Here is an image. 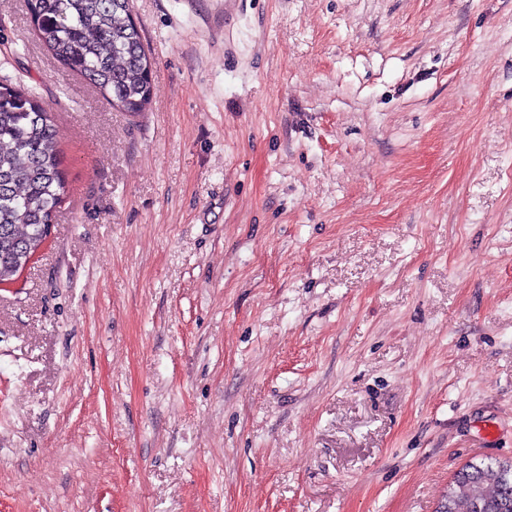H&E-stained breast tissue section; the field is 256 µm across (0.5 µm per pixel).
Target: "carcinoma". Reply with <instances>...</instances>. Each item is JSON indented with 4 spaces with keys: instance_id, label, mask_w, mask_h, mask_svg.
Wrapping results in <instances>:
<instances>
[{
    "instance_id": "obj_1",
    "label": "carcinoma",
    "mask_w": 512,
    "mask_h": 512,
    "mask_svg": "<svg viewBox=\"0 0 512 512\" xmlns=\"http://www.w3.org/2000/svg\"><path fill=\"white\" fill-rule=\"evenodd\" d=\"M36 38L64 67L121 112H144L151 57L130 0H26ZM59 130L39 93L0 78V284L41 246L66 192ZM443 512H512V462L470 463L454 478Z\"/></svg>"
}]
</instances>
